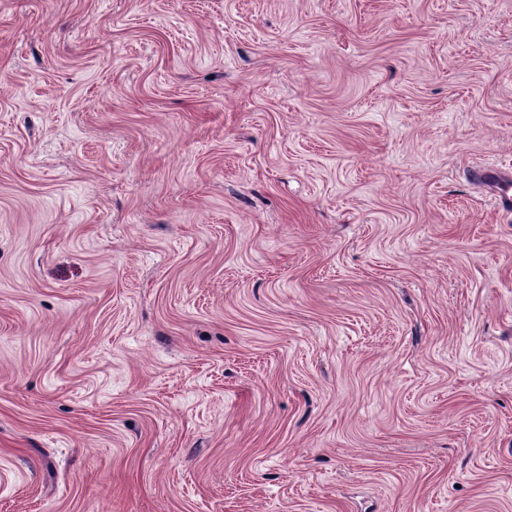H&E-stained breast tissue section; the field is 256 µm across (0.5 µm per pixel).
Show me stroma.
Here are the masks:
<instances>
[{
    "label": "stroma",
    "instance_id": "stroma-1",
    "mask_svg": "<svg viewBox=\"0 0 512 512\" xmlns=\"http://www.w3.org/2000/svg\"><path fill=\"white\" fill-rule=\"evenodd\" d=\"M512 0H0V512H512ZM476 176L480 180L495 183L502 207H506V209L512 207V185L510 181L501 177L500 170L494 163H487L480 167L476 172Z\"/></svg>",
    "mask_w": 512,
    "mask_h": 512
}]
</instances>
